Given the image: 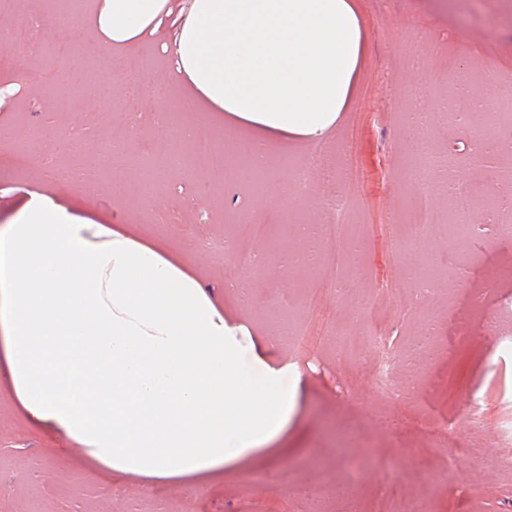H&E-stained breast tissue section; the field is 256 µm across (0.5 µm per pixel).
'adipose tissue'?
<instances>
[{"mask_svg":"<svg viewBox=\"0 0 512 512\" xmlns=\"http://www.w3.org/2000/svg\"><path fill=\"white\" fill-rule=\"evenodd\" d=\"M105 58L136 54L172 25L175 78L224 140H325L366 66L355 0H86ZM0 228V385L36 427L99 470L152 483L275 459L296 395L271 357L178 258L94 207L33 187Z\"/></svg>","mask_w":512,"mask_h":512,"instance_id":"1","label":"adipose tissue"}]
</instances>
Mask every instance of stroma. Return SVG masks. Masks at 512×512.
Instances as JSON below:
<instances>
[{
  "label": "stroma",
  "instance_id": "1",
  "mask_svg": "<svg viewBox=\"0 0 512 512\" xmlns=\"http://www.w3.org/2000/svg\"><path fill=\"white\" fill-rule=\"evenodd\" d=\"M367 42V63L349 112L327 138L336 156V180L350 207L345 235L361 253L362 273L346 280L322 317L301 305L318 284L316 263H295L304 249L298 224L323 223L328 212L320 184L310 203L259 195L234 180L209 195L197 192L201 174L191 167L150 187L147 175L170 151L172 129L191 120L170 115L169 127L148 112H124L122 78L110 81L111 110L94 98L75 97L71 111H54L53 57L21 49L0 64V86L19 91L0 106V123L31 137L25 168L0 166V193L16 200L39 186L61 202L89 193L90 204L112 223L183 253L206 291L252 333L287 326L291 336L316 325L323 341L302 353L289 341L278 357L300 373L285 454L275 464L250 460L215 478L185 485L106 476L86 463L81 448L46 427L30 425L0 387V512H370L386 501L391 512L421 504L425 512H512V450L497 447V433L512 427V235L507 215L476 212L467 232L453 227L457 189L491 198L512 189V159L478 164L475 120L443 119L432 128L406 122L425 106L435 112L467 71L473 91L497 102L512 91V0H356ZM67 135L54 151L53 134ZM451 175L429 184L439 221L408 233L403 221L416 182L410 181L413 147L421 136ZM355 143L358 182L345 178L347 141ZM128 194L113 197V179ZM157 211L186 215L158 224ZM274 213L283 221L254 244L265 259L251 275V297L234 299L226 285L230 259L206 250L232 236L246 217ZM384 310L385 345L364 349L351 368L336 356V337L362 318L363 303ZM390 360L391 393L372 389L371 366ZM484 426L464 421L472 402ZM490 444L480 464L464 454L474 439Z\"/></svg>",
  "mask_w": 512,
  "mask_h": 512
}]
</instances>
